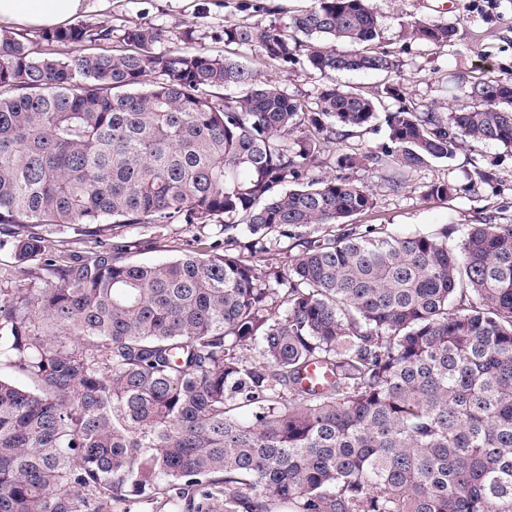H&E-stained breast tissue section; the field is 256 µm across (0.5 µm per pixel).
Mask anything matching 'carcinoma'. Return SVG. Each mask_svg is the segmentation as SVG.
<instances>
[{
    "label": "carcinoma",
    "instance_id": "1",
    "mask_svg": "<svg viewBox=\"0 0 512 512\" xmlns=\"http://www.w3.org/2000/svg\"><path fill=\"white\" fill-rule=\"evenodd\" d=\"M292 27L228 21L224 46L382 87L328 82L313 108L230 50L155 51L160 26L0 35V512H512V224L450 246L446 225L347 223L370 189L308 171L400 99L396 64L370 0H313ZM467 97L387 113L389 143L338 167L398 191L464 140L512 148V84ZM216 223L224 253L153 262L104 234ZM309 224L336 230L288 274L256 259ZM67 225L84 247L65 253L47 230ZM337 84L354 87L366 93H373L382 77L372 73H340L334 76Z\"/></svg>",
    "mask_w": 512,
    "mask_h": 512
}]
</instances>
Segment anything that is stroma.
Returning <instances> with one entry per match:
<instances>
[{
  "instance_id": "35a3bbf8",
  "label": "stroma",
  "mask_w": 512,
  "mask_h": 512,
  "mask_svg": "<svg viewBox=\"0 0 512 512\" xmlns=\"http://www.w3.org/2000/svg\"><path fill=\"white\" fill-rule=\"evenodd\" d=\"M310 0H90L86 19H108L114 27L159 25L171 33L172 46H192L217 54L224 51V24L229 20H259L288 29L298 10ZM380 29L379 47L389 52L397 70L393 75L404 91L398 106H428L441 113L453 111L466 99V84L484 75L512 82V0H495L493 9L479 0H372ZM437 21L457 28L453 42L426 45L411 35L412 22ZM243 62L271 77L288 94L316 103L324 85L321 76L302 64L277 68L266 65L253 50L244 48ZM491 169L492 182L442 199L428 196V185L449 181L465 184L474 167ZM351 178L367 185L373 207L352 216V223L373 225L392 234L428 232L443 224L463 228L489 221L512 223V149L488 142H462L452 159L438 161L411 173L398 193L386 186L385 174L354 170ZM124 236L149 240L164 235L162 251H146V260L173 258L196 250L197 233L183 225L158 231L149 225L127 228Z\"/></svg>"
}]
</instances>
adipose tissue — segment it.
<instances>
[{"label":"adipose tissue","mask_w":512,"mask_h":512,"mask_svg":"<svg viewBox=\"0 0 512 512\" xmlns=\"http://www.w3.org/2000/svg\"><path fill=\"white\" fill-rule=\"evenodd\" d=\"M88 8V0H0V22L51 28L71 22Z\"/></svg>","instance_id":"obj_1"}]
</instances>
